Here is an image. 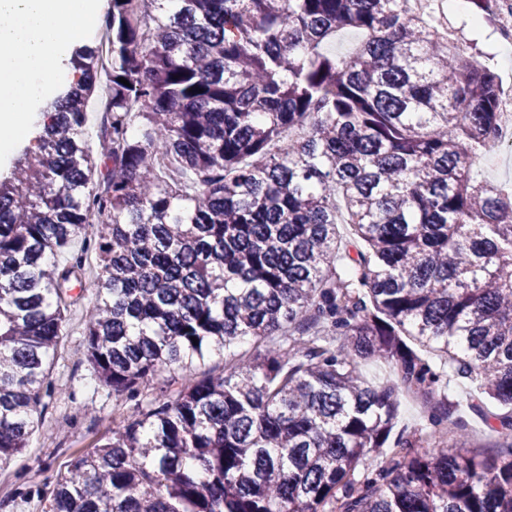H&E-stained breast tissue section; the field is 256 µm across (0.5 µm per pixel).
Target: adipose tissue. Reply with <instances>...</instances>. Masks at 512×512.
Returning a JSON list of instances; mask_svg holds the SVG:
<instances>
[{"label":"adipose tissue","mask_w":512,"mask_h":512,"mask_svg":"<svg viewBox=\"0 0 512 512\" xmlns=\"http://www.w3.org/2000/svg\"><path fill=\"white\" fill-rule=\"evenodd\" d=\"M97 17V0H0V150L43 127L51 87L71 86L67 49Z\"/></svg>","instance_id":"adipose-tissue-1"}]
</instances>
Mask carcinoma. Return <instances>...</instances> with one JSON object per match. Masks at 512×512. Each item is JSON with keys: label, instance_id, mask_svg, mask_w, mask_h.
Masks as SVG:
<instances>
[{"label": "carcinoma", "instance_id": "1", "mask_svg": "<svg viewBox=\"0 0 512 512\" xmlns=\"http://www.w3.org/2000/svg\"><path fill=\"white\" fill-rule=\"evenodd\" d=\"M109 2L106 47L75 51L0 177V470L55 394L77 286L96 380L133 415L22 492L44 512H512V196L472 174L492 67L408 0ZM466 3L496 26L494 0ZM369 358L398 381L368 385ZM449 372L503 409L494 455L452 439ZM406 389L428 423L398 431ZM85 112V138L91 150L95 151L98 144L97 133L104 120L100 93H94L90 97Z\"/></svg>", "mask_w": 512, "mask_h": 512}]
</instances>
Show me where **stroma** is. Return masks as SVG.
Returning <instances> with one entry per match:
<instances>
[{
    "instance_id": "35a3bbf8",
    "label": "stroma",
    "mask_w": 512,
    "mask_h": 512,
    "mask_svg": "<svg viewBox=\"0 0 512 512\" xmlns=\"http://www.w3.org/2000/svg\"><path fill=\"white\" fill-rule=\"evenodd\" d=\"M464 12L449 10L448 21L487 56L500 79L512 76L503 62L501 45L490 27L468 24ZM91 305L82 297L66 312V325L51 378L62 390L49 401L30 446L0 474V512H41L38 497H20V490L44 485L65 469L75 451L92 450L112 427L113 419L133 413L132 402L96 384L86 356L84 320Z\"/></svg>"
}]
</instances>
